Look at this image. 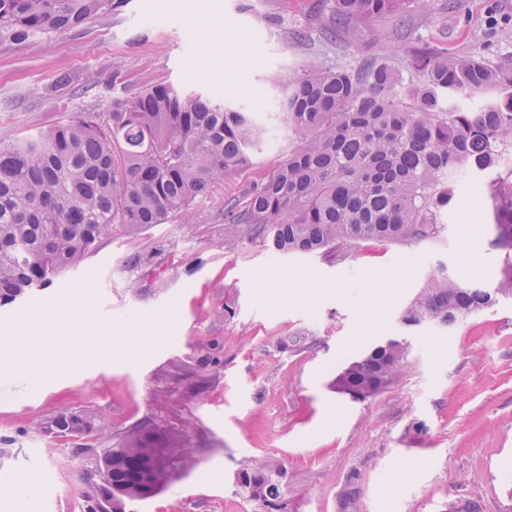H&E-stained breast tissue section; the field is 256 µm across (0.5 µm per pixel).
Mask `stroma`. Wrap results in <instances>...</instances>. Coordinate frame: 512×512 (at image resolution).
Masks as SVG:
<instances>
[{"instance_id": "35a3bbf8", "label": "stroma", "mask_w": 512, "mask_h": 512, "mask_svg": "<svg viewBox=\"0 0 512 512\" xmlns=\"http://www.w3.org/2000/svg\"><path fill=\"white\" fill-rule=\"evenodd\" d=\"M329 0H120L81 27L0 48V139L33 134L166 83L224 103L273 104L304 66L406 65L407 52L483 51L512 62V0H430L375 30L329 42ZM288 151L282 126L231 180L198 196L189 220L114 230L35 300L89 299L117 338L111 358L0 376V475L35 474L17 512H84L104 448L127 429L178 436L191 469L133 512H252L234 476L281 463L290 512H512V299L451 328H409L403 307L439 264L494 282L503 261L491 203L458 183L442 238L369 242L339 261L283 256L229 237L224 203ZM412 344L407 373L356 400L338 370L378 342ZM93 418L57 437L49 418ZM45 429L51 431L54 427H61L66 432H61L69 435H81L89 433L93 429L92 420L81 414L76 413H61L49 420Z\"/></svg>"}]
</instances>
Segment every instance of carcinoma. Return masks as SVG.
<instances>
[{
	"mask_svg": "<svg viewBox=\"0 0 512 512\" xmlns=\"http://www.w3.org/2000/svg\"><path fill=\"white\" fill-rule=\"evenodd\" d=\"M426 0H333L332 36L373 29ZM114 0H0V45L20 44L81 25ZM409 77L376 58L357 69L313 66L289 75L278 105L288 154L243 187L245 207L224 205L227 234L241 227L280 254L342 258L366 242L414 246L439 238L454 186L469 177L489 195L503 251L492 288L461 284L442 264L404 308L407 326L448 328L459 318L512 298V63L481 51L412 50ZM269 133L259 105L219 103L169 84L116 98L104 112L0 140V307L80 267L120 227L138 233L167 224L196 197L249 165ZM407 341L390 339L351 361L336 390L359 399L383 391L408 369ZM93 429L61 413L45 429ZM159 429L128 430L102 456L106 480L89 482L84 512H126L165 490L191 459L172 453ZM286 472L253 460L238 487L260 512H288Z\"/></svg>",
	"mask_w": 512,
	"mask_h": 512,
	"instance_id": "1",
	"label": "carcinoma"
}]
</instances>
